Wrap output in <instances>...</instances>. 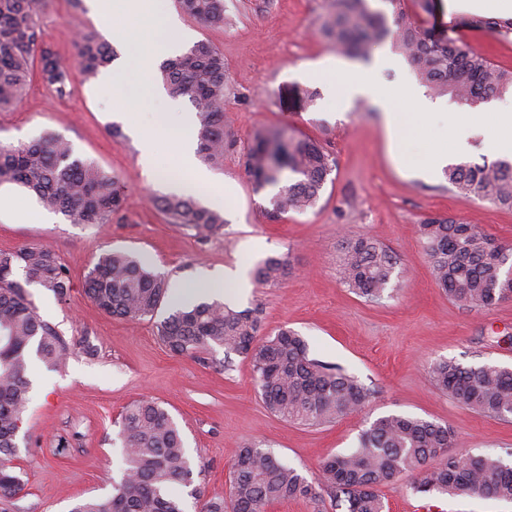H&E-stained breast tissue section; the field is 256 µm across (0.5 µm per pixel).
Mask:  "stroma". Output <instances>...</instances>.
Returning <instances> with one entry per match:
<instances>
[{
	"label": "stroma",
	"mask_w": 512,
	"mask_h": 512,
	"mask_svg": "<svg viewBox=\"0 0 512 512\" xmlns=\"http://www.w3.org/2000/svg\"><path fill=\"white\" fill-rule=\"evenodd\" d=\"M324 0H224V27H208L180 14L174 0H160L162 13L178 18L191 42H209L224 56L229 90L224 126L238 142L224 165L210 168L211 183L197 200L223 212V229L200 240L189 228L169 223L158 198L175 193L167 180L148 174L128 125L99 79L73 76L60 97L33 75L18 103L0 111V143L19 145L45 134L67 141L76 156L119 174L127 185L123 212L111 223L72 224L61 214L39 221L42 208L16 185L0 187L11 198L0 209V250L50 247L65 268L64 298L39 288L29 293L43 318L76 347L64 365L38 369L18 433L13 464L23 489L0 500V512H70L78 500L107 498L119 479L124 450L118 439L123 408L150 399L167 408L182 428L188 455L202 465L198 483L205 497L228 496L238 448L252 443L294 467L314 484L319 465L355 448L360 431L389 414L420 417L450 427L452 456L482 454L512 465V419L488 418L437 390L432 364H494L512 369V346L498 336L512 333V298L484 308L452 303L436 284L420 236L429 215L472 224L501 244L512 245V210L469 200L448 187L443 173L426 176L425 165L449 148L444 130L461 106L439 98L441 114L415 128L389 133L380 109L357 98L332 104L322 64L347 70L357 61L341 56L315 36ZM44 43L71 57L79 31L91 28L111 40L89 6L71 8L52 0L40 15ZM452 37L512 68V40L489 32L453 28ZM288 128L320 142L336 159L317 206L266 221L268 191H255L238 152L256 127ZM369 237L397 256L393 287L377 301L351 293L337 269L341 246ZM137 252L168 275L177 292L197 287L206 274L242 269L254 273L268 257L289 255L291 270L278 285L251 283L246 291L225 288L236 309L260 308L263 336L296 330L313 357L342 366L372 391L356 415L319 426L277 418L263 403L249 360L217 351L208 361L178 356L162 343L158 319L111 317L84 294V277L108 250ZM406 473L382 486L385 512H512V501L476 495L415 492Z\"/></svg>",
	"instance_id": "stroma-1"
}]
</instances>
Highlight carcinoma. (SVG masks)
<instances>
[{"label":"carcinoma","mask_w":512,"mask_h":512,"mask_svg":"<svg viewBox=\"0 0 512 512\" xmlns=\"http://www.w3.org/2000/svg\"><path fill=\"white\" fill-rule=\"evenodd\" d=\"M396 5L393 17L374 11L369 0H325L317 36L354 60H369L373 50L391 40L421 84L435 96H448L475 108L512 93V69L494 64L468 43L438 30L427 19ZM51 0H0V111L17 102L40 62V75L58 95L69 94L71 72L85 80L97 76L114 50L92 31H82L74 55L64 61L43 46L37 19ZM179 10L207 26H224V0H177ZM460 25L512 37V19L471 17ZM170 92L187 100L197 116V155L215 167L236 140L224 131L228 76L224 56L199 41L159 68ZM242 164L255 191L278 188L263 208L278 221L290 210L314 207L336 160L318 142L292 130L254 129ZM450 189L465 198L487 200L512 210V161L451 164L444 169ZM14 184L32 193L47 210L72 224H110L122 210L125 185L92 162L74 156L70 144L48 137L17 146L0 144V186ZM158 204L172 223L202 236L220 231L221 211L191 196L170 195ZM420 233L433 274L448 299L460 306L489 308L512 296V248L495 242L472 224L424 218ZM396 259L383 245L353 239L343 246L339 275L352 293L367 301L392 287ZM288 257H269L256 278L276 284L287 277ZM37 287L64 297L68 276L48 246L0 251V498L22 490L9 464L16 455L18 424L30 402L28 352L57 368L74 342L64 340L29 299ZM85 293L105 314L129 320L156 315L172 293L169 278L140 257L123 251L103 253L85 275ZM261 312L236 310L218 300L175 305L158 331L176 355L198 357L214 348L250 361L266 407L276 416L302 425H321L353 415L369 401L370 390L344 368L310 355L306 341L290 329L261 336ZM435 386L474 412L497 419L512 417V370L493 364L464 367L442 361L430 368ZM119 436L125 450L121 478L106 499L85 498L70 512H185L175 494L198 476L184 445L181 427L160 404L141 399L122 413ZM455 435L448 427L420 418L391 414L363 429L357 447L326 459L321 484L344 503L345 512H384L379 487L407 472L417 474L418 493L480 495L512 501V466L487 455H448ZM229 499L200 500L199 512H267L274 502L314 500L315 485L298 471L255 445L238 449L232 464Z\"/></svg>","instance_id":"carcinoma-1"}]
</instances>
